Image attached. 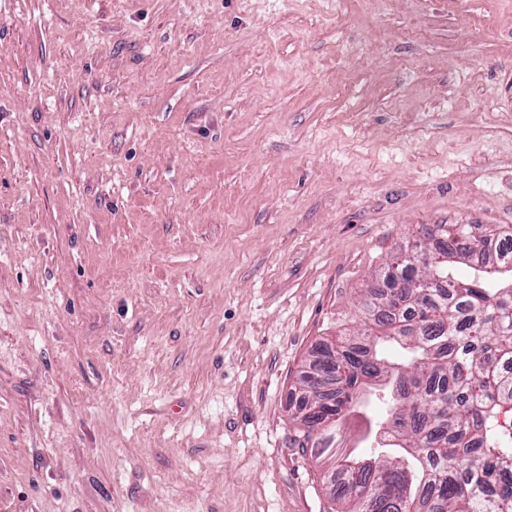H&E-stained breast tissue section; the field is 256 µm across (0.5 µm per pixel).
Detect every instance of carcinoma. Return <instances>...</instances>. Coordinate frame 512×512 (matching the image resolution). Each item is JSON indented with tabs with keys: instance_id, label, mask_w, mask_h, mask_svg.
<instances>
[{
	"instance_id": "1",
	"label": "carcinoma",
	"mask_w": 512,
	"mask_h": 512,
	"mask_svg": "<svg viewBox=\"0 0 512 512\" xmlns=\"http://www.w3.org/2000/svg\"><path fill=\"white\" fill-rule=\"evenodd\" d=\"M423 233L430 247L366 289L360 327L313 353L336 392L299 379L296 442L329 461L348 512H512V442L499 431L512 415V229ZM491 242L501 258L457 274ZM374 398L383 412L366 459L347 449L348 419Z\"/></svg>"
}]
</instances>
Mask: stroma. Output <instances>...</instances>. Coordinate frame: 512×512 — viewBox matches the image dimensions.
I'll list each match as a JSON object with an SVG mask.
<instances>
[{
	"label": "stroma",
	"mask_w": 512,
	"mask_h": 512,
	"mask_svg": "<svg viewBox=\"0 0 512 512\" xmlns=\"http://www.w3.org/2000/svg\"><path fill=\"white\" fill-rule=\"evenodd\" d=\"M434 224L512 225V0H0V512H333L296 379Z\"/></svg>",
	"instance_id": "stroma-1"
}]
</instances>
